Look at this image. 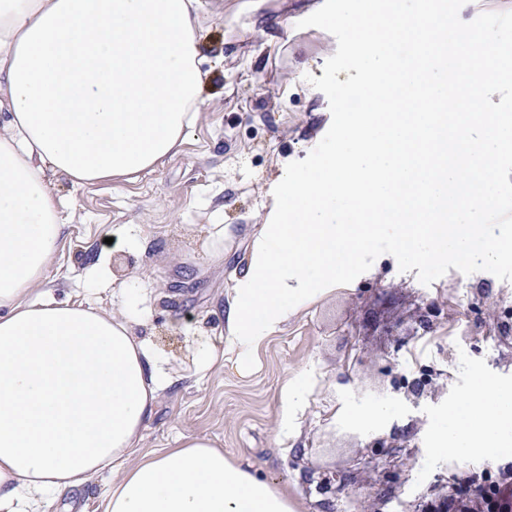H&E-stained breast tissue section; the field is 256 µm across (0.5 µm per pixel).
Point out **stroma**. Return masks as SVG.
<instances>
[{
	"mask_svg": "<svg viewBox=\"0 0 512 512\" xmlns=\"http://www.w3.org/2000/svg\"><path fill=\"white\" fill-rule=\"evenodd\" d=\"M322 3L200 0L195 126L179 153L130 181L77 185L48 174L62 232L43 289L127 319L163 360L173 382L143 452L204 437L287 485L305 512H414L453 478L506 463L435 448L449 402L476 376L512 387V282L452 268L425 286L384 254L291 316L258 348L252 371L224 352L227 290L254 226L274 208L272 183L331 124L327 97L305 77H322L336 39L298 26ZM218 224L224 259L215 264ZM422 379L423 394L410 396ZM377 407L384 416H372ZM113 480L103 470L38 512H102Z\"/></svg>",
	"mask_w": 512,
	"mask_h": 512,
	"instance_id": "1",
	"label": "stroma"
}]
</instances>
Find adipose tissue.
Segmentation results:
<instances>
[{
	"instance_id": "ef3b65f1",
	"label": "adipose tissue",
	"mask_w": 512,
	"mask_h": 512,
	"mask_svg": "<svg viewBox=\"0 0 512 512\" xmlns=\"http://www.w3.org/2000/svg\"><path fill=\"white\" fill-rule=\"evenodd\" d=\"M199 0H0V512L112 469L104 512H303L203 437L140 454L170 383L121 317L34 299L62 225L46 177L154 168L198 117ZM438 454H512V388L477 378Z\"/></svg>"
}]
</instances>
